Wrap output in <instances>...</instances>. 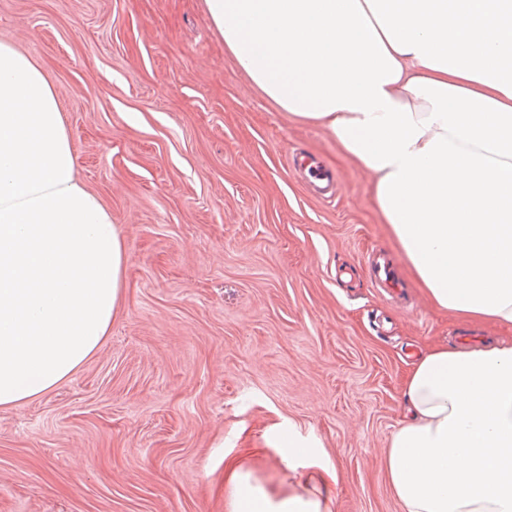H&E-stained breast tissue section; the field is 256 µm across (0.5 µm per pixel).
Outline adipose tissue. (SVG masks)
I'll list each match as a JSON object with an SVG mask.
<instances>
[{
    "label": "adipose tissue",
    "instance_id": "ef3b65f1",
    "mask_svg": "<svg viewBox=\"0 0 512 512\" xmlns=\"http://www.w3.org/2000/svg\"><path fill=\"white\" fill-rule=\"evenodd\" d=\"M238 67L324 126L437 307L512 329V0H205ZM111 212L77 176L54 87L0 42V406L99 348L125 296ZM386 475L404 512H512V342L411 362ZM232 512H330L231 466Z\"/></svg>",
    "mask_w": 512,
    "mask_h": 512
}]
</instances>
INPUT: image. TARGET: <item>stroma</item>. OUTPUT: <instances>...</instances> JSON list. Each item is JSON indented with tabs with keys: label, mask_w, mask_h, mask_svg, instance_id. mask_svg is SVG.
Here are the masks:
<instances>
[{
	"label": "stroma",
	"mask_w": 512,
	"mask_h": 512,
	"mask_svg": "<svg viewBox=\"0 0 512 512\" xmlns=\"http://www.w3.org/2000/svg\"><path fill=\"white\" fill-rule=\"evenodd\" d=\"M0 41L54 86L127 258L98 351L0 407V512H228L232 462L275 495L322 485L333 512H402L384 462L408 362L512 331L428 302L369 174L262 94L204 0H0ZM296 152L336 174L334 199ZM374 252L400 296L376 287ZM292 433L310 464L290 458Z\"/></svg>",
	"instance_id": "35a3bbf8"
}]
</instances>
